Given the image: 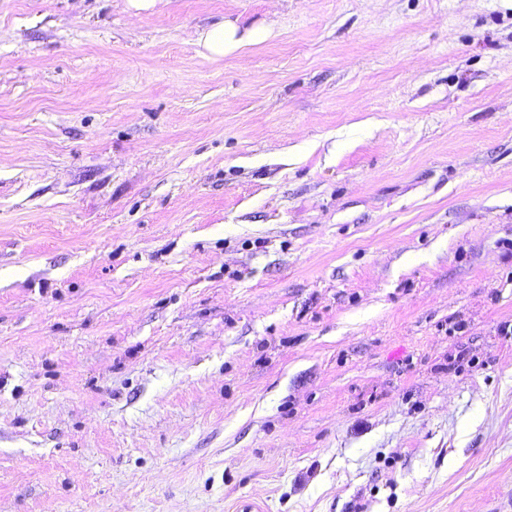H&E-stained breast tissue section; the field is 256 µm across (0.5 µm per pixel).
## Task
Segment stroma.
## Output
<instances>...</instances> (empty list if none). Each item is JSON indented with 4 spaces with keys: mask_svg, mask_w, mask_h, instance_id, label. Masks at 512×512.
Listing matches in <instances>:
<instances>
[{
    "mask_svg": "<svg viewBox=\"0 0 512 512\" xmlns=\"http://www.w3.org/2000/svg\"><path fill=\"white\" fill-rule=\"evenodd\" d=\"M506 324L512 0H0V512H512ZM271 33V29L259 31L237 22L224 21L199 30L195 43L203 55L219 58L244 50L264 40Z\"/></svg>",
    "mask_w": 512,
    "mask_h": 512,
    "instance_id": "35a3bbf8",
    "label": "stroma"
}]
</instances>
